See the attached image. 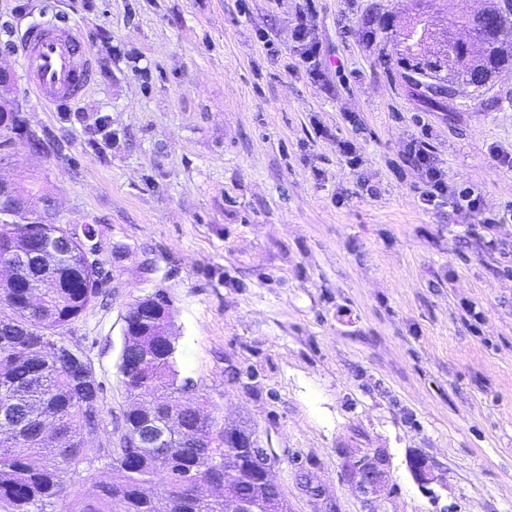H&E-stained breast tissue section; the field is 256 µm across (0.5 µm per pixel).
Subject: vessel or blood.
<instances>
[{"label":"vessel or blood","instance_id":"b4317fda","mask_svg":"<svg viewBox=\"0 0 512 512\" xmlns=\"http://www.w3.org/2000/svg\"><path fill=\"white\" fill-rule=\"evenodd\" d=\"M28 88L49 105L71 104L90 90L94 68L73 26L45 22L31 26L20 49Z\"/></svg>","mask_w":512,"mask_h":512}]
</instances>
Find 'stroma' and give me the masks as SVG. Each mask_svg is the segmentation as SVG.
<instances>
[{
    "label": "stroma",
    "instance_id": "stroma-1",
    "mask_svg": "<svg viewBox=\"0 0 512 512\" xmlns=\"http://www.w3.org/2000/svg\"><path fill=\"white\" fill-rule=\"evenodd\" d=\"M413 12V0H0V67L45 142L41 154L16 142L0 175L35 174L60 222L100 241V294L64 336L103 388L102 422L90 478L47 512L111 477L99 451L127 408L124 316L159 289L195 400L276 456L290 512H364L341 452L365 448L390 459L380 512H512V221L423 209L409 158L426 141L450 184L511 212L496 155H512V69L429 105L378 27ZM52 16L94 65L88 94L59 106L18 60L26 28ZM416 454L439 474L432 491L411 475Z\"/></svg>",
    "mask_w": 512,
    "mask_h": 512
}]
</instances>
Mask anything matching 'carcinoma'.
<instances>
[{
	"instance_id": "1",
	"label": "carcinoma",
	"mask_w": 512,
	"mask_h": 512,
	"mask_svg": "<svg viewBox=\"0 0 512 512\" xmlns=\"http://www.w3.org/2000/svg\"><path fill=\"white\" fill-rule=\"evenodd\" d=\"M433 0H415L418 10L389 39L399 60L413 73L432 78L450 88L486 85L492 75L512 67V20L503 28L478 36L470 29L466 9L450 26L467 32L466 38H445L438 47L415 39L417 20L425 15L419 6ZM19 136L29 132L12 98V82H0V133ZM13 194L0 206L36 197L45 200L42 186L33 180H13ZM26 224H0V254L10 249H28ZM67 234L51 262L31 272L26 286L0 280V512H46V507L64 496L67 483L83 472L86 444L100 430L101 385L83 352L64 340L63 332L96 301L101 282L98 262L89 253L95 228L90 224L42 225L43 237L59 231ZM158 293L141 298L126 316L123 343L118 358L120 383L128 400L122 434L151 421L159 426L168 408L151 406L152 395L175 401L176 413L193 424L203 417L214 445L213 454L224 456V441H233L232 492L278 512L280 492L259 483L252 475L253 432L228 427L215 420L197 402L177 393V361L167 358L168 343L176 338L171 299L156 300ZM46 420L62 438L73 442V456L58 457L53 443L32 433L17 438L18 419ZM112 479L98 485L92 500L72 512H224V497L215 494L195 498L189 487L201 471L224 481V468L202 460L196 449L186 448L176 437L170 448H104ZM162 475L170 487L167 496L153 494L155 477Z\"/></svg>"
}]
</instances>
